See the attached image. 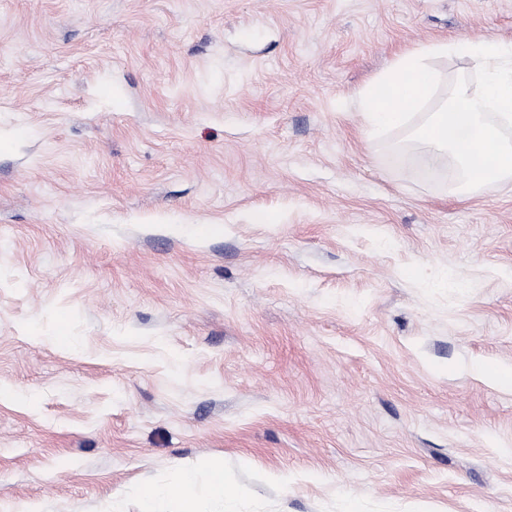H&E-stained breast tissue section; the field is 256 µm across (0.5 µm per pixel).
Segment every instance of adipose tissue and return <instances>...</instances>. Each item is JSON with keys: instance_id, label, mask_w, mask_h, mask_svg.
Returning <instances> with one entry per match:
<instances>
[{"instance_id": "obj_1", "label": "adipose tissue", "mask_w": 512, "mask_h": 512, "mask_svg": "<svg viewBox=\"0 0 512 512\" xmlns=\"http://www.w3.org/2000/svg\"><path fill=\"white\" fill-rule=\"evenodd\" d=\"M227 495L224 463L209 464L207 488H200L195 470H183L178 482L167 485L146 484L137 497L140 512H214Z\"/></svg>"}]
</instances>
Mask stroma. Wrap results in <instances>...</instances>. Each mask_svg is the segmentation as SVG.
<instances>
[{
  "instance_id": "stroma-1",
  "label": "stroma",
  "mask_w": 512,
  "mask_h": 512,
  "mask_svg": "<svg viewBox=\"0 0 512 512\" xmlns=\"http://www.w3.org/2000/svg\"><path fill=\"white\" fill-rule=\"evenodd\" d=\"M457 37L512 0H0V512H512V180L355 106ZM224 462L209 464L206 493L200 490L196 472L184 469L174 484H145L138 489L140 512H216L212 507L224 502Z\"/></svg>"
}]
</instances>
